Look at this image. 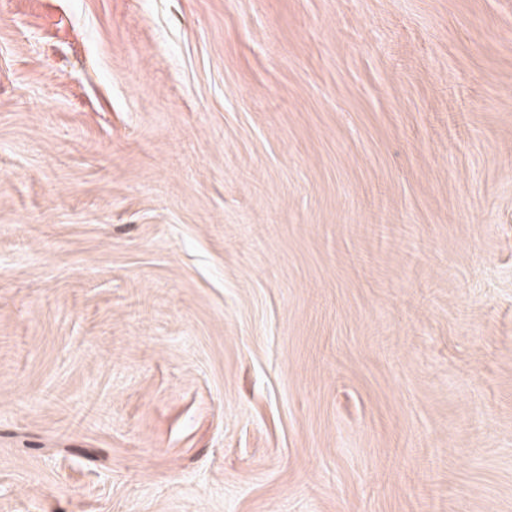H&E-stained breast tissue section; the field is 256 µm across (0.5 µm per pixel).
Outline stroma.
I'll return each instance as SVG.
<instances>
[{
  "mask_svg": "<svg viewBox=\"0 0 512 512\" xmlns=\"http://www.w3.org/2000/svg\"><path fill=\"white\" fill-rule=\"evenodd\" d=\"M0 512H512V0H0Z\"/></svg>",
  "mask_w": 512,
  "mask_h": 512,
  "instance_id": "35a3bbf8",
  "label": "stroma"
}]
</instances>
